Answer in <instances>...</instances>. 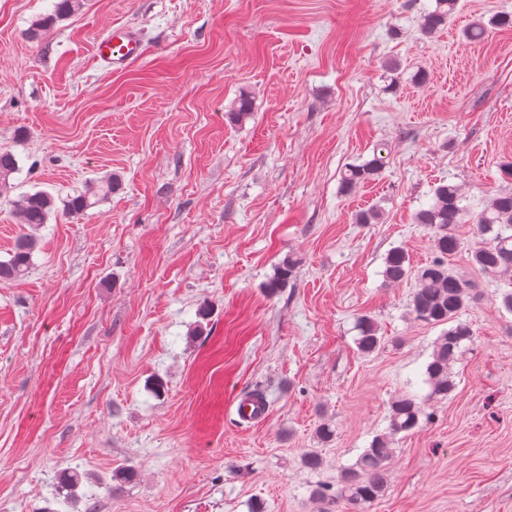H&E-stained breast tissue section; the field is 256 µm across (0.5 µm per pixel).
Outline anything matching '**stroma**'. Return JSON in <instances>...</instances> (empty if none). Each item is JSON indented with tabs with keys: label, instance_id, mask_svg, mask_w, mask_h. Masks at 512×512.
Here are the masks:
<instances>
[{
	"label": "stroma",
	"instance_id": "35a3bbf8",
	"mask_svg": "<svg viewBox=\"0 0 512 512\" xmlns=\"http://www.w3.org/2000/svg\"><path fill=\"white\" fill-rule=\"evenodd\" d=\"M54 3L0 0V148L19 165L0 261L37 240L28 274L0 282V512H319L392 399L428 392L442 329L410 316L415 279L385 282L387 253L433 259L415 214L444 179L468 199L448 260L468 270L474 215L512 191V26L489 24L512 0H460L429 36L436 0H85L29 39ZM120 25L146 54L116 71L93 45ZM377 153L380 179L344 194L345 167ZM111 173L122 191L84 215L18 222L20 195L60 202ZM371 207L379 223H356ZM472 278L457 387L395 437L367 512H512V314ZM362 315L385 341L368 356ZM257 390L269 410L249 424L235 406ZM69 467L82 482L60 488ZM123 467L137 479L113 481Z\"/></svg>",
	"mask_w": 512,
	"mask_h": 512
}]
</instances>
